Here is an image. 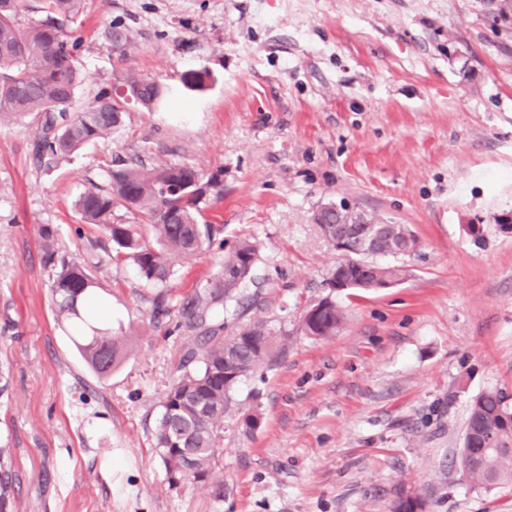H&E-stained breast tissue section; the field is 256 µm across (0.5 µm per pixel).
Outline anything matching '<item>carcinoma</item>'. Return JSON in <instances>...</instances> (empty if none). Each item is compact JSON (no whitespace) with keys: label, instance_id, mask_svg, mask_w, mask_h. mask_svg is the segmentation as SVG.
<instances>
[{"label":"carcinoma","instance_id":"1","mask_svg":"<svg viewBox=\"0 0 512 512\" xmlns=\"http://www.w3.org/2000/svg\"><path fill=\"white\" fill-rule=\"evenodd\" d=\"M46 19L23 24L20 14L26 0H0V124L26 119L37 125L36 152L50 159L70 155L119 127L123 114L135 105L148 111L165 96L160 86L130 73L126 86L134 102L103 91L80 109L74 108L81 74L76 51L79 44L67 38L63 24L80 14L82 0H42ZM486 16L495 24L512 20V0H483ZM224 170L209 174L177 164L129 163L119 157L106 171L105 185H94L77 200L82 220L108 234L118 247L114 259L126 254L134 260L151 288H166L173 259L191 257L221 231L201 222L202 205L219 197ZM116 211L133 216L135 223L112 222ZM351 257L340 261L325 280L362 289L395 280L405 270L380 265V255H410L419 240L405 224L388 225L385 238L369 241L348 235ZM41 248L51 268V296L57 320L71 327L75 345L101 378L112 373L127 355L126 338L107 326H96L79 306L84 296L100 286L85 267L58 257L53 231L41 230ZM258 249L250 241L237 242L224 254L220 273L198 288L181 306L182 326L191 333L177 375L161 402L155 431L156 448L169 485L176 480L205 481L219 468V440L224 433V412L231 393L248 372L269 365L280 331L263 320L224 332L213 320L224 304L254 279ZM344 322L336 301L321 299L304 314L303 334L330 338ZM499 390L474 396L466 423L460 464L476 486H512V404ZM17 475L9 452L0 448V512H11ZM420 494L403 485L394 489L391 512H425Z\"/></svg>","mask_w":512,"mask_h":512}]
</instances>
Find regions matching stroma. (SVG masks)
<instances>
[{
  "instance_id": "1",
  "label": "stroma",
  "mask_w": 512,
  "mask_h": 512,
  "mask_svg": "<svg viewBox=\"0 0 512 512\" xmlns=\"http://www.w3.org/2000/svg\"><path fill=\"white\" fill-rule=\"evenodd\" d=\"M77 102L127 74L167 92L153 111L45 165L36 127H0V446L14 512H390L397 484L427 512H512V489L459 465L471 399L512 395V25L481 0H85ZM130 36L117 45L113 30ZM202 71L205 90L182 78ZM223 168L203 206L222 226L174 260L167 310L134 261L74 202L115 156ZM335 202L410 227L420 241L391 288L336 293L343 330L300 333L342 255L313 221ZM477 225L479 233L468 230ZM87 264L128 355L99 378L57 321L39 230ZM259 249L245 292L285 331L272 365L232 392L212 482L168 483L154 432L189 334L180 304L242 238ZM260 427L243 428L250 411ZM223 495H216V488Z\"/></svg>"
}]
</instances>
